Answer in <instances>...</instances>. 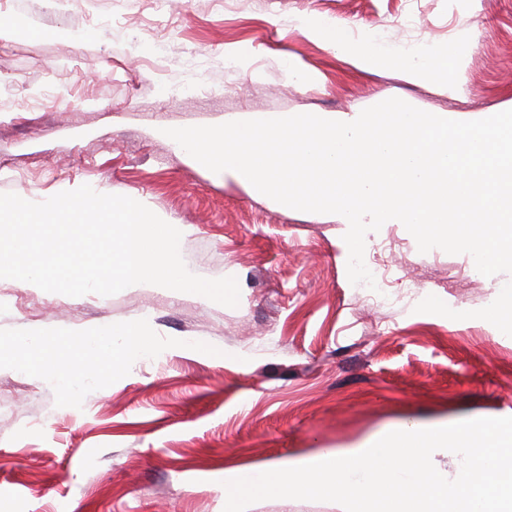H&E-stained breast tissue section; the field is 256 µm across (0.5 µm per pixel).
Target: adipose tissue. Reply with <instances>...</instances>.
Masks as SVG:
<instances>
[{"label": "adipose tissue", "mask_w": 512, "mask_h": 512, "mask_svg": "<svg viewBox=\"0 0 512 512\" xmlns=\"http://www.w3.org/2000/svg\"><path fill=\"white\" fill-rule=\"evenodd\" d=\"M299 27L312 36L322 40L333 50L351 56L362 69L380 68L390 63V56L369 47L358 46L350 41L347 34L335 24L320 20L300 21ZM461 62L459 51L452 46L438 52L420 51L415 53L414 61L407 69L411 81H440L450 83L455 70ZM17 347L25 353L28 361L47 362L43 372L44 382L63 387L74 394L84 389L87 380L94 376V369L88 368L87 359L95 351L103 348L101 333L84 336L55 335L20 337Z\"/></svg>", "instance_id": "adipose-tissue-1"}]
</instances>
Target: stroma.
I'll return each instance as SVG.
<instances>
[{"label":"stroma","instance_id":"stroma-1","mask_svg":"<svg viewBox=\"0 0 512 512\" xmlns=\"http://www.w3.org/2000/svg\"><path fill=\"white\" fill-rule=\"evenodd\" d=\"M310 17L391 49L392 64L358 69L299 29ZM0 18L36 24L0 38V193L40 202L87 184L144 202L181 228L189 271L240 286L231 308L0 279V512H224L236 469L311 464L407 419L512 417V330L486 318L512 274L419 252L386 224L366 241L399 243L389 299L362 301L339 215L251 196L164 134L392 97L452 120L512 109V0H0ZM424 45L463 53L457 88L407 78V51ZM140 319L152 352L117 368L101 350V375L72 399L13 346Z\"/></svg>","mask_w":512,"mask_h":512}]
</instances>
